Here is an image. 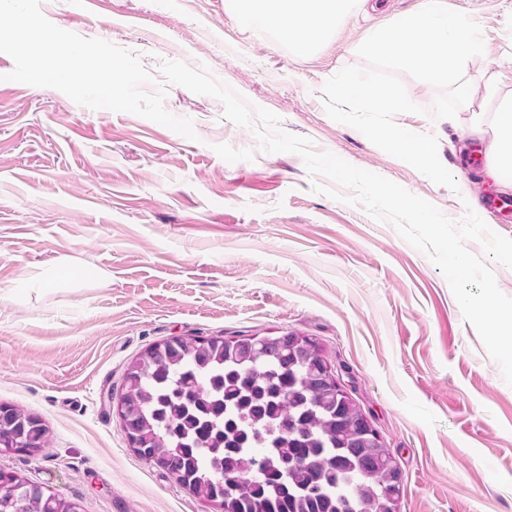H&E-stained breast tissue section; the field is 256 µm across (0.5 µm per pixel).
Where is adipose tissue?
I'll list each match as a JSON object with an SVG mask.
<instances>
[{
    "instance_id": "1",
    "label": "adipose tissue",
    "mask_w": 512,
    "mask_h": 512,
    "mask_svg": "<svg viewBox=\"0 0 512 512\" xmlns=\"http://www.w3.org/2000/svg\"><path fill=\"white\" fill-rule=\"evenodd\" d=\"M357 0H228V5L246 25L274 33L300 56L308 57L338 34ZM485 88L495 99V118L488 129L494 149L489 160L495 176L512 174V95H499L495 78Z\"/></svg>"
}]
</instances>
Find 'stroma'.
<instances>
[{"label":"stroma","instance_id":"35a3bbf8","mask_svg":"<svg viewBox=\"0 0 512 512\" xmlns=\"http://www.w3.org/2000/svg\"><path fill=\"white\" fill-rule=\"evenodd\" d=\"M425 0H368L339 37L302 58L248 28L225 0H42L61 29L140 54L207 66L281 119L284 131L381 175L461 220L481 215L512 238V196L469 152L481 80L512 94V0H447L482 28L464 76L469 100L434 118L436 88L401 74L423 114L395 121L438 139L457 189L433 183L325 113L321 89L376 26ZM0 53V403L38 415L49 444L0 454V470L75 500L82 512H203V504L130 449L107 396L127 362L173 336L317 338L397 460L399 512H512V386L465 322L441 271L386 222L312 192L294 153H263L221 103L171 85L166 109L188 139L131 113L91 110L64 93L8 80ZM253 149L223 160L215 145Z\"/></svg>","mask_w":512,"mask_h":512}]
</instances>
